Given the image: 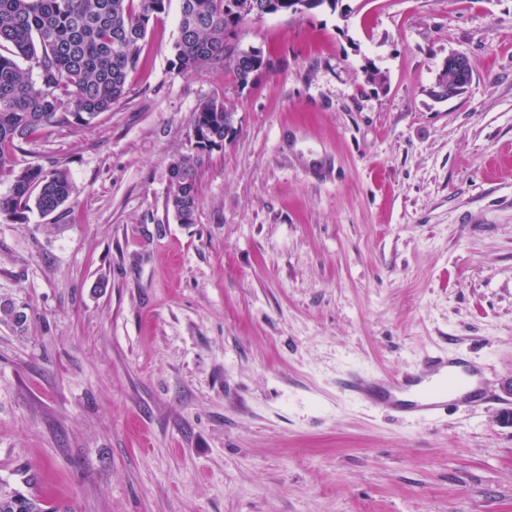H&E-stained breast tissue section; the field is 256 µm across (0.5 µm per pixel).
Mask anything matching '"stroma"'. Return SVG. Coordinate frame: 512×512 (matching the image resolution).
Here are the masks:
<instances>
[{
	"label": "stroma",
	"mask_w": 512,
	"mask_h": 512,
	"mask_svg": "<svg viewBox=\"0 0 512 512\" xmlns=\"http://www.w3.org/2000/svg\"><path fill=\"white\" fill-rule=\"evenodd\" d=\"M245 24L273 74L171 65L180 0L125 97L40 131L0 171L72 194L0 214V482L56 512H512V0H344ZM466 91L431 95L449 55ZM386 81H367L365 67ZM217 99L235 129L170 164ZM447 350L492 398L395 416L337 380ZM232 110L225 104L217 100H208L203 102L193 120L192 130L201 134V139L204 141L212 140L214 144L217 140L220 142L219 147H222L224 140L232 132L231 128H225L224 136V123L225 126L228 122L233 120L234 126L235 115L231 118ZM225 121V122H224ZM192 131V150L191 154H196L197 142L199 137ZM213 148L201 149L195 156L182 155L176 158L170 167L171 180L170 190L166 200L168 209H172L179 217L188 220L190 224L194 221L195 211L198 206V174L199 169L205 161V158L210 155ZM71 192L66 171L42 166L27 167L15 174L10 194L0 198V213L21 221L34 205L48 215L61 208Z\"/></svg>",
	"instance_id": "1"
}]
</instances>
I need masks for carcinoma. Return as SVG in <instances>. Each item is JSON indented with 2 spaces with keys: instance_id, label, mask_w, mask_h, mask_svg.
I'll list each match as a JSON object with an SVG mask.
<instances>
[{
  "instance_id": "carcinoma-1",
  "label": "carcinoma",
  "mask_w": 512,
  "mask_h": 512,
  "mask_svg": "<svg viewBox=\"0 0 512 512\" xmlns=\"http://www.w3.org/2000/svg\"><path fill=\"white\" fill-rule=\"evenodd\" d=\"M236 0L240 11L224 8L225 0H180L178 34L172 64L194 73L213 61H224L237 83L272 73L273 61L243 50L225 56V41L251 12L254 2ZM169 0H0V169L39 130L53 125H80L112 109L125 94L136 69L149 24L164 13ZM284 14L326 8L338 0H274ZM31 62L38 79L18 59ZM232 110L223 102H203L193 131L204 141L224 142V123ZM212 149L182 155L170 167L167 208L193 223L198 206L199 169ZM64 170L31 166L14 176L9 195L0 198V213L23 220L37 208L51 214L70 198ZM0 512H49L36 496L0 488Z\"/></svg>"
}]
</instances>
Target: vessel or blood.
<instances>
[{
	"label": "vessel or blood",
	"mask_w": 512,
	"mask_h": 512,
	"mask_svg": "<svg viewBox=\"0 0 512 512\" xmlns=\"http://www.w3.org/2000/svg\"><path fill=\"white\" fill-rule=\"evenodd\" d=\"M342 388L422 417L436 416L451 405L475 406L484 399L483 373L477 364L434 351L425 355L421 372L372 379L353 373L343 380Z\"/></svg>",
	"instance_id": "b4317fda"
}]
</instances>
